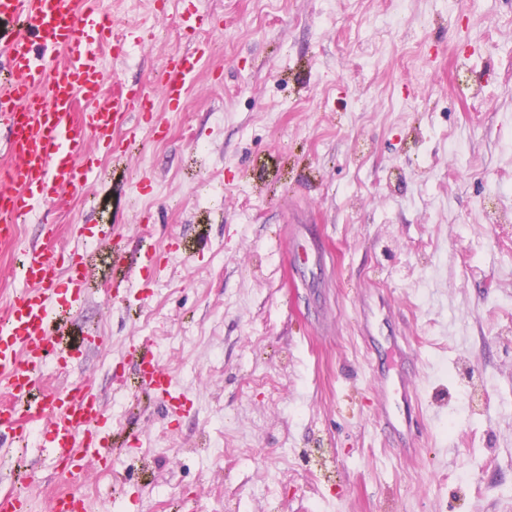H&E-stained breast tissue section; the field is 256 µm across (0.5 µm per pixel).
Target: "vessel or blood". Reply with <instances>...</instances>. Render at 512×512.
<instances>
[{
    "label": "vessel or blood",
    "mask_w": 512,
    "mask_h": 512,
    "mask_svg": "<svg viewBox=\"0 0 512 512\" xmlns=\"http://www.w3.org/2000/svg\"><path fill=\"white\" fill-rule=\"evenodd\" d=\"M111 35L124 45V23L94 10L91 0H0V128L8 130L10 158L0 164V248L16 250L13 270L19 286L0 308V433L9 448L28 447L40 425L43 442L57 465L73 471L86 461L107 466L112 456L104 428L106 409L88 379L53 395L39 392L45 365L63 357L64 347L83 352L98 340L89 329L68 337L69 318L85 302L84 256L40 245H19L16 228L28 223L38 204H58L67 194L95 182L99 170L87 143L96 141L114 160L127 149L117 132L155 120L154 98L177 110L190 90L205 52L177 55L152 73L146 90L128 94L117 73L107 71L93 35ZM66 50L64 63L37 59L34 41ZM111 86L112 99L98 94ZM142 385L165 413H179L172 376L151 353L139 360ZM414 379L380 381L376 413L397 437L401 453L417 452L424 442L423 420L404 423L399 407L418 402ZM31 501L14 490L0 491V512H32ZM47 512H88L78 489L53 492Z\"/></svg>",
    "instance_id": "b4317fda"
}]
</instances>
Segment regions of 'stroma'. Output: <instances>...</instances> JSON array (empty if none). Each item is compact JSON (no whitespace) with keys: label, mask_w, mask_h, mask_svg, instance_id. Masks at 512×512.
Here are the masks:
<instances>
[{"label":"stroma","mask_w":512,"mask_h":512,"mask_svg":"<svg viewBox=\"0 0 512 512\" xmlns=\"http://www.w3.org/2000/svg\"><path fill=\"white\" fill-rule=\"evenodd\" d=\"M96 6L143 38L119 65L130 92L207 56L179 111L121 128L126 163L90 145L99 179L39 213L56 249L91 253L75 321L103 338L42 388L93 379L114 453L73 475L33 441L35 512L60 485L90 512H512V0ZM300 220L322 269L288 264ZM389 307L410 354L381 360L417 366L439 413L413 458L379 425L359 332L370 317L390 346ZM146 350L182 417L141 392Z\"/></svg>","instance_id":"obj_1"}]
</instances>
